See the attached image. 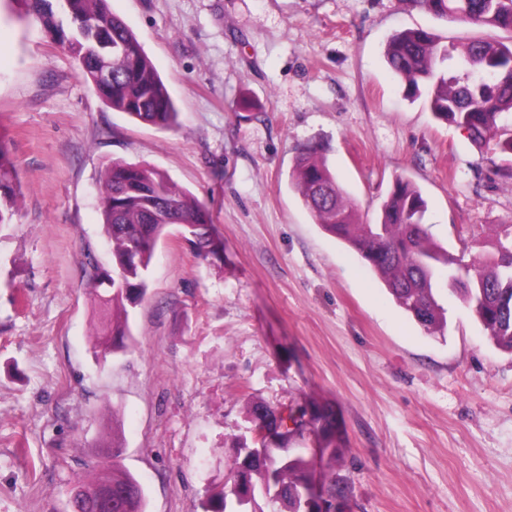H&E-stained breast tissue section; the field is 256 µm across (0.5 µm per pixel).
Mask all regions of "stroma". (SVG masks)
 <instances>
[{
	"instance_id": "35a3bbf8",
	"label": "stroma",
	"mask_w": 512,
	"mask_h": 512,
	"mask_svg": "<svg viewBox=\"0 0 512 512\" xmlns=\"http://www.w3.org/2000/svg\"><path fill=\"white\" fill-rule=\"evenodd\" d=\"M153 61L181 126L102 102L67 50L0 0V140L21 180L0 225V512H66L76 476L111 457L146 512H204L253 403L314 399L336 415L341 512H512V355L456 295L428 333L295 190L322 143L361 221L396 176L428 202L433 238L472 263L512 224V180L466 133L409 98L388 38L422 27L456 46L508 33L406 0H108ZM112 158L164 172L205 204L222 247L158 244L133 346L95 360L80 248L101 243L97 180Z\"/></svg>"
}]
</instances>
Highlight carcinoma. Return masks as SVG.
I'll return each mask as SVG.
<instances>
[{"instance_id":"1","label":"carcinoma","mask_w":512,"mask_h":512,"mask_svg":"<svg viewBox=\"0 0 512 512\" xmlns=\"http://www.w3.org/2000/svg\"><path fill=\"white\" fill-rule=\"evenodd\" d=\"M59 42H68L81 77L111 109L135 121L170 129L178 112L150 57L131 28L112 13L108 0H19ZM412 8L438 19L512 33V0H408ZM448 47L428 29L395 32L385 59L409 96H425L438 121L468 131L480 152L512 158V45L477 39L461 47L460 73L448 75ZM112 79L101 81V66ZM294 184L316 222L361 254L386 284L397 304L431 333L444 331L446 309L439 291H452L474 312L493 344L512 353V225L499 224L468 270L448 253L424 224L427 201L411 180L398 176L382 207L381 222L361 224L321 149L303 147L296 155ZM21 182L8 149L0 141V224L12 223ZM102 236L111 247L112 265L100 262L90 243L81 249L85 285L105 327L93 333L95 356L126 347L133 340L131 312L147 298L149 269L159 240L171 225L180 227L198 256L218 253L208 209L176 187L161 171L121 159L106 163L99 176ZM253 421L279 438L262 442L260 459L244 464L239 449L231 455L229 480L209 496L205 509L249 512L256 493L281 501L286 512H308L313 462L305 448L289 447L308 433L322 448L335 440V417L314 402L289 407L285 417L264 404L251 409ZM112 486L111 512H145L146 492L115 463L97 466L91 479L76 482L82 512H101L88 491Z\"/></svg>"}]
</instances>
